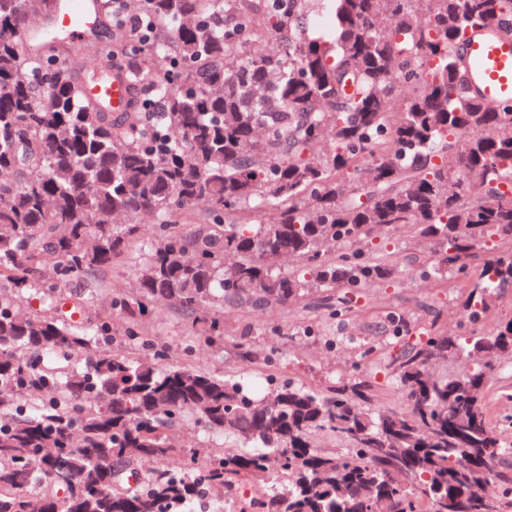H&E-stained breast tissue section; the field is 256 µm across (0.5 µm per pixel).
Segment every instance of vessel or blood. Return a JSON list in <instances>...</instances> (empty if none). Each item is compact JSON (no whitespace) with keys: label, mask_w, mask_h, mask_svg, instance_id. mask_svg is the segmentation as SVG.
<instances>
[{"label":"vessel or blood","mask_w":512,"mask_h":512,"mask_svg":"<svg viewBox=\"0 0 512 512\" xmlns=\"http://www.w3.org/2000/svg\"><path fill=\"white\" fill-rule=\"evenodd\" d=\"M95 16L93 0H61L45 25L78 46L92 35ZM464 55L468 82L488 106L512 100V39L500 37L488 28L470 36ZM131 90V81L124 77L81 86L84 99L115 107L130 97Z\"/></svg>","instance_id":"b4317fda"}]
</instances>
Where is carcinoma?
I'll return each mask as SVG.
<instances>
[{"label":"carcinoma","mask_w":512,"mask_h":512,"mask_svg":"<svg viewBox=\"0 0 512 512\" xmlns=\"http://www.w3.org/2000/svg\"><path fill=\"white\" fill-rule=\"evenodd\" d=\"M0 0V512H196L210 493L237 512H512V442L492 424L488 362L512 366V102L488 107L459 47L512 0H325L333 38H310L304 0H147L143 23L114 10L108 78L130 43L154 59L123 112L85 101L65 38L31 50L28 8ZM207 202L199 215L193 205ZM136 293L83 308L92 274L142 249ZM402 224L426 251L366 249ZM415 273L448 286L471 330L440 313L402 344L404 307L348 344L360 375L316 389L111 352L112 318L153 346L140 318L157 297L192 319L190 341L224 347V310L356 312L349 293ZM55 317L25 312L30 293ZM86 358L82 367L73 363ZM470 366L438 373L435 365ZM385 370L406 394L376 407ZM185 421L249 448L212 444L165 461ZM319 432L345 443L321 448ZM270 478L258 498L246 484Z\"/></svg>","instance_id":"cac0c4a2"}]
</instances>
